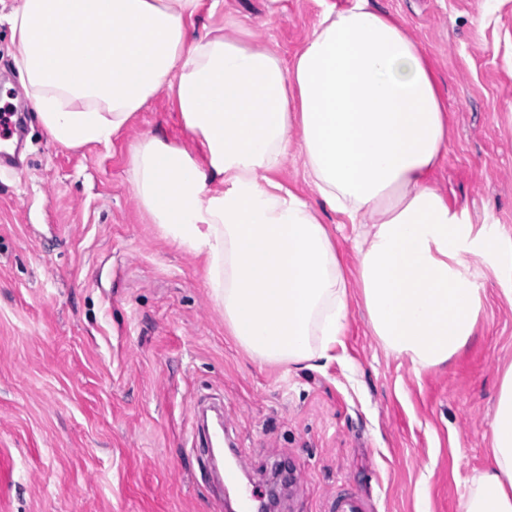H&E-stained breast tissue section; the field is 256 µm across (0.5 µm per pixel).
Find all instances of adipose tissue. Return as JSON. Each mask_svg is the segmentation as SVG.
Here are the masks:
<instances>
[{
    "mask_svg": "<svg viewBox=\"0 0 512 512\" xmlns=\"http://www.w3.org/2000/svg\"><path fill=\"white\" fill-rule=\"evenodd\" d=\"M202 0H19L16 64L36 115L67 148L109 144L166 93L204 155L158 135L130 147V191L162 236L206 260L231 336L262 363L322 360L344 331L348 283L318 213L274 178L291 153L330 210L358 225L369 326L415 373L469 342L489 258L512 281V241L473 228L433 183L451 116L403 22L370 0L327 9L284 59L228 15L190 35ZM492 464L459 512H512V367L490 430Z\"/></svg>",
    "mask_w": 512,
    "mask_h": 512,
    "instance_id": "1",
    "label": "adipose tissue"
}]
</instances>
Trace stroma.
Here are the masks:
<instances>
[{"mask_svg":"<svg viewBox=\"0 0 512 512\" xmlns=\"http://www.w3.org/2000/svg\"><path fill=\"white\" fill-rule=\"evenodd\" d=\"M349 0H221L197 27L248 18L255 41L290 57L322 12ZM0 0V89H19ZM397 15L438 78L453 128L433 177L474 227L512 237V0H374ZM11 165L0 162V448L16 463L10 512H227L210 458L193 452L191 405L224 403V438L264 494L278 464L293 481L280 512H324L339 492L371 512H458L491 464L490 423L512 365V300L477 263L483 310L448 363L415 374L362 308L351 225L289 155L276 178L330 224L351 303L322 367L254 360L229 335L204 262L168 240L126 181L145 135L200 152L166 94L109 145L53 142L29 99Z\"/></svg>","mask_w":512,"mask_h":512,"instance_id":"obj_1","label":"stroma"}]
</instances>
